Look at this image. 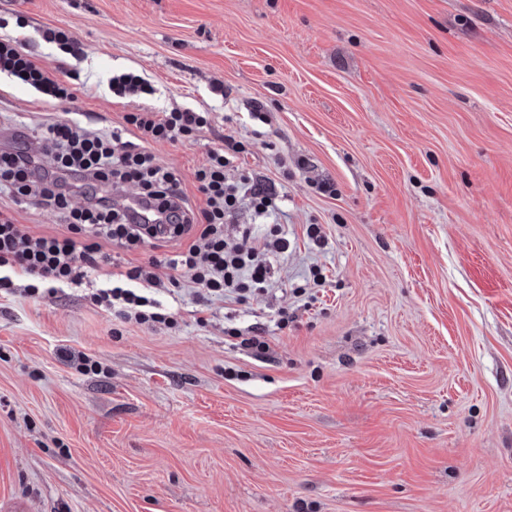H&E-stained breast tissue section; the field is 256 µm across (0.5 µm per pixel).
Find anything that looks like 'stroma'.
I'll return each mask as SVG.
<instances>
[{
	"instance_id": "stroma-1",
	"label": "stroma",
	"mask_w": 512,
	"mask_h": 512,
	"mask_svg": "<svg viewBox=\"0 0 512 512\" xmlns=\"http://www.w3.org/2000/svg\"><path fill=\"white\" fill-rule=\"evenodd\" d=\"M17 36L65 62L74 98L0 74V146L71 112L100 132L142 107L211 113L152 153L188 181L241 141L289 248L240 304L182 282L172 329L91 304L108 264L0 290V506L512 512V0H0V39ZM127 71L150 93L109 91ZM0 215L31 236L63 223L6 196ZM43 40L50 44H55L57 48L73 57L77 56L78 43L73 34L61 28H49L43 31Z\"/></svg>"
}]
</instances>
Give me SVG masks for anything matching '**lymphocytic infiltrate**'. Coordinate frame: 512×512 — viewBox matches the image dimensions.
<instances>
[{"label":"lymphocytic infiltrate","mask_w":512,"mask_h":512,"mask_svg":"<svg viewBox=\"0 0 512 512\" xmlns=\"http://www.w3.org/2000/svg\"><path fill=\"white\" fill-rule=\"evenodd\" d=\"M0 72L23 79L46 102L74 97L67 82L39 64L18 40H0ZM210 124L209 113L190 107L125 113L107 135L90 131L73 118L54 120L40 129L44 148L53 157L49 166L30 154L26 132H16L12 148L0 151V194L15 200L37 197L61 214L65 229L27 236L19 225L1 219L0 288L17 287L33 296L45 284L78 286L96 268L103 245L130 250L183 238L186 246L173 256L147 267L114 271L107 287L91 293V301L128 322L172 326L175 314L160 296L171 293L181 278L227 303L268 291L273 263L288 249L287 230L274 223L278 206L266 189L244 177L230 178L228 171L243 153V144L225 138L222 146L209 151L206 164L194 171L189 185L149 150L154 143L195 138ZM115 180L138 186L137 210L115 207L102 193V186ZM191 186L200 194V203L191 202ZM77 189L85 197L80 207L70 204ZM244 199L272 225L262 242H253L246 231L240 243L232 245L224 238V221ZM134 281L142 284V291L131 289Z\"/></svg>","instance_id":"obj_1"}]
</instances>
